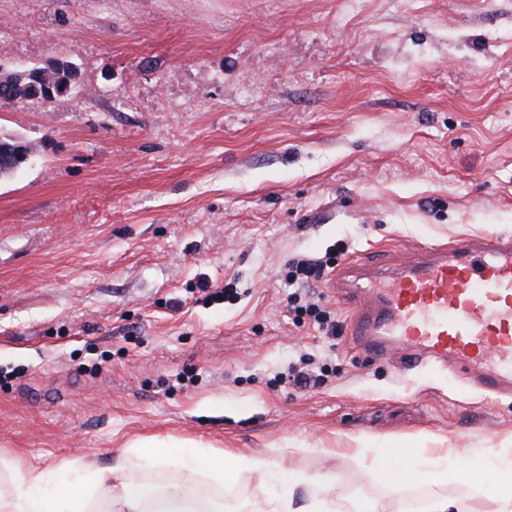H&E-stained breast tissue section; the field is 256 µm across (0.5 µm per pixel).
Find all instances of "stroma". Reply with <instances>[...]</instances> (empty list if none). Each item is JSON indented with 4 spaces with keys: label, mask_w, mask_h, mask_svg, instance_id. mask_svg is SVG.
Segmentation results:
<instances>
[{
    "label": "stroma",
    "mask_w": 512,
    "mask_h": 512,
    "mask_svg": "<svg viewBox=\"0 0 512 512\" xmlns=\"http://www.w3.org/2000/svg\"><path fill=\"white\" fill-rule=\"evenodd\" d=\"M60 58L67 96L0 104L32 148L0 179V496L30 468L121 462L260 512L254 473L127 456L153 437L331 475L341 512L437 489H392L358 448L512 457V396L326 339L281 278L342 242L386 263L512 235V0H0L1 62ZM231 278L240 301L199 300ZM303 352L335 379L271 387ZM437 490L496 508L461 478Z\"/></svg>",
    "instance_id": "stroma-1"
}]
</instances>
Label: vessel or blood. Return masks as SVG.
<instances>
[{
  "label": "vessel or blood",
  "instance_id": "obj_1",
  "mask_svg": "<svg viewBox=\"0 0 512 512\" xmlns=\"http://www.w3.org/2000/svg\"><path fill=\"white\" fill-rule=\"evenodd\" d=\"M343 264L359 349L401 364H458L465 381L512 395V236L487 233L415 248L394 270L369 277Z\"/></svg>",
  "mask_w": 512,
  "mask_h": 512
}]
</instances>
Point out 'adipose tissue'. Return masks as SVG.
<instances>
[{
  "mask_svg": "<svg viewBox=\"0 0 512 512\" xmlns=\"http://www.w3.org/2000/svg\"><path fill=\"white\" fill-rule=\"evenodd\" d=\"M131 450L148 462L164 457L202 471L217 483L232 480L244 470L260 473L271 486L264 495L263 512H333V502L327 495L329 478H309L277 468L262 456L212 454L153 439L137 442ZM374 464L397 489L406 487L421 473L432 485L448 482L447 464L431 466L421 461L411 465L405 453L395 449L376 457ZM475 481L496 503L495 512H512V460L476 476ZM95 499L102 503V512H215L212 504L198 495L159 492L129 477L120 465L66 480H51L42 471L29 469L16 483L9 512H89Z\"/></svg>",
  "mask_w": 512,
  "mask_h": 512,
  "instance_id": "adipose-tissue-1",
  "label": "adipose tissue"
}]
</instances>
